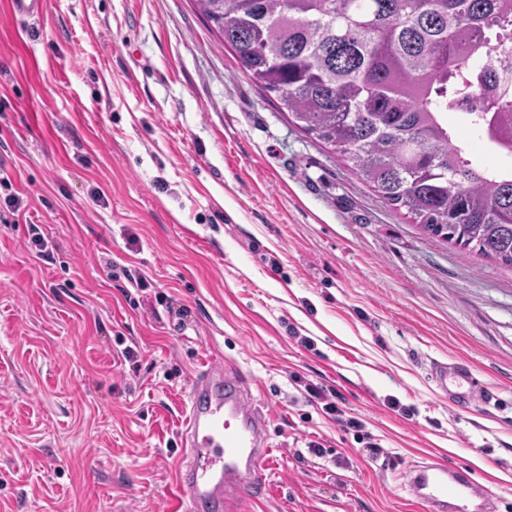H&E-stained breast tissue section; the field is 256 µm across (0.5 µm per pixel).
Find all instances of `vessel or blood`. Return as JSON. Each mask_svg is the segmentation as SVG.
<instances>
[{
	"instance_id": "b4317fda",
	"label": "vessel or blood",
	"mask_w": 512,
	"mask_h": 512,
	"mask_svg": "<svg viewBox=\"0 0 512 512\" xmlns=\"http://www.w3.org/2000/svg\"><path fill=\"white\" fill-rule=\"evenodd\" d=\"M431 377L448 399L449 410L463 409L491 394L473 373L456 363L437 362ZM254 380L223 362L205 364L185 405L183 453L175 469L177 490L189 512H239L260 499L268 481L272 454L269 415L253 395ZM410 496L446 512L456 501L467 512L470 481L452 465L429 459L410 467L405 482Z\"/></svg>"
}]
</instances>
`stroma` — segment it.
<instances>
[{
  "label": "stroma",
  "mask_w": 512,
  "mask_h": 512,
  "mask_svg": "<svg viewBox=\"0 0 512 512\" xmlns=\"http://www.w3.org/2000/svg\"><path fill=\"white\" fill-rule=\"evenodd\" d=\"M0 162V211L21 201L0 223V512H185L183 408L213 357L272 413L270 486L241 512H431L404 488L430 453L512 512V269L381 199L193 0L0 24ZM448 360L496 402L449 411Z\"/></svg>",
  "instance_id": "stroma-1"
}]
</instances>
